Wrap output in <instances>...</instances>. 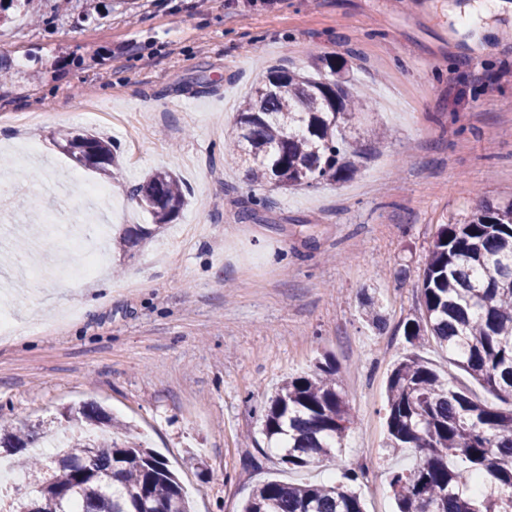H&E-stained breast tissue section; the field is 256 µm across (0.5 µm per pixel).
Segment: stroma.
<instances>
[{"mask_svg":"<svg viewBox=\"0 0 512 512\" xmlns=\"http://www.w3.org/2000/svg\"><path fill=\"white\" fill-rule=\"evenodd\" d=\"M449 0H41L42 22L0 25L14 69L0 85V266L50 214L80 224L150 223L129 195L176 173L178 217L82 280L15 282L18 330L0 338V424L52 423L95 401L162 456L194 512H239L256 486L356 484L365 512H395L385 387L412 349L421 276L439 225L512 198V14L481 49L459 39ZM91 10L85 21L79 14ZM346 62L367 101L363 126L387 131L347 182L293 190L249 183L224 152L236 113L268 67L317 75ZM96 101L99 112L86 109ZM102 134L117 149L111 199L55 144L57 130ZM260 197L250 221L240 218ZM371 289L383 330L362 315ZM419 355L483 402L495 398L434 340ZM330 357L357 419L336 460L278 464L261 433L268 398Z\"/></svg>","mask_w":512,"mask_h":512,"instance_id":"1","label":"stroma"}]
</instances>
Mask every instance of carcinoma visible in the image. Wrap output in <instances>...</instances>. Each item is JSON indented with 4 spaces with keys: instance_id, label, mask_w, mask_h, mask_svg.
<instances>
[{
    "instance_id": "cac0c4a2",
    "label": "carcinoma",
    "mask_w": 512,
    "mask_h": 512,
    "mask_svg": "<svg viewBox=\"0 0 512 512\" xmlns=\"http://www.w3.org/2000/svg\"><path fill=\"white\" fill-rule=\"evenodd\" d=\"M15 13H38L34 0H0V23ZM319 79L269 69L240 106L229 156L245 164L246 180L278 188L311 187L352 178L384 138L380 127L363 136L355 119L366 103L341 76L344 64L322 61ZM56 144L78 165L108 178L116 154L97 134L61 129ZM131 195L154 224H169L184 201L169 170L152 172ZM150 234L131 225L116 246L129 250ZM422 313L404 323L406 341L425 337L448 349L450 360L500 404L474 400L417 354L403 356L387 379L386 447L413 450L419 460L392 470L388 484L398 512H512V202L484 203L470 216L441 224L425 264ZM363 316L384 325L381 306L365 301ZM79 432L53 465L25 458L28 487L21 500L35 512H190L165 461L93 403L78 408ZM355 423L329 359L290 377L264 410L262 433L278 445L290 469L309 468L333 455ZM53 429L0 426L10 455L35 448ZM242 512H363L358 495L342 485L263 483Z\"/></svg>"
}]
</instances>
